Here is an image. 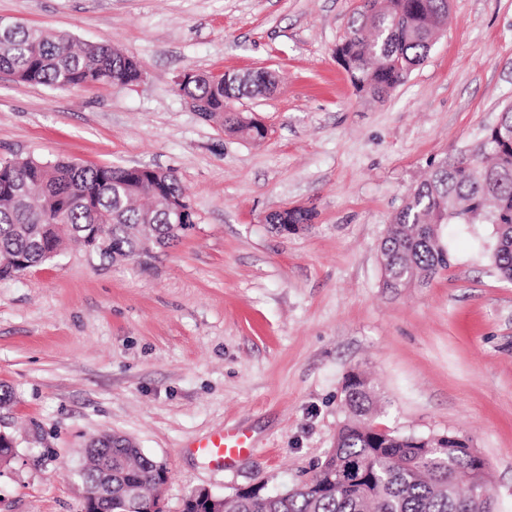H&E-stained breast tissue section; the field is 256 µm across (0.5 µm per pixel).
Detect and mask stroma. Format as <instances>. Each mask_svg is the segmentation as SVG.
Instances as JSON below:
<instances>
[{
	"label": "stroma",
	"instance_id": "stroma-1",
	"mask_svg": "<svg viewBox=\"0 0 512 512\" xmlns=\"http://www.w3.org/2000/svg\"><path fill=\"white\" fill-rule=\"evenodd\" d=\"M354 0H0V19L109 44L136 86L62 91L0 76V158L174 169L194 224L150 259L100 264L71 245L0 279V512H83L89 443L117 433L164 461L165 512L311 475L345 417L353 370L380 390L379 427L455 433L489 463L512 512V283L485 226L448 227L452 265L424 288L382 286L380 244L430 163L512 104V0H449L426 61L384 100L357 97L336 59ZM267 71L236 108L252 141L194 112L185 70ZM316 218L285 235L266 216ZM235 425L255 449L229 466L195 446Z\"/></svg>",
	"mask_w": 512,
	"mask_h": 512
}]
</instances>
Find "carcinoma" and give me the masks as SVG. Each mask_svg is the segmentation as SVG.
Instances as JSON below:
<instances>
[{
  "instance_id": "obj_1",
  "label": "carcinoma",
  "mask_w": 512,
  "mask_h": 512,
  "mask_svg": "<svg viewBox=\"0 0 512 512\" xmlns=\"http://www.w3.org/2000/svg\"><path fill=\"white\" fill-rule=\"evenodd\" d=\"M448 19V0H361L336 48L355 95L384 99L428 57ZM143 66L108 44L79 45L65 33L11 23L0 28V73L24 84L72 90L93 84L134 86ZM274 85L266 72L230 82L224 75L189 74L175 91L225 130L261 140V127L235 109L243 96ZM169 200L191 207L172 170L88 166L35 157L0 158V278L53 261L67 240L81 243L105 262L138 259L144 240L154 248L183 236L169 223ZM315 212L276 211L267 223L279 233L310 224ZM492 228L489 259L499 277L512 282V105L502 127L489 128L472 147L431 166L392 217L380 245L383 287L397 293L424 285L450 267L442 227ZM346 416L333 451L300 483L278 492L246 493L224 500V512H492L493 486L472 494L459 476L475 468L460 451L462 436H420L378 429L371 416L376 389L369 377H346ZM112 460V498L84 512H145L126 498L125 486H140L144 499L157 496L161 474L153 458L126 436L114 434L87 451L89 473Z\"/></svg>"
}]
</instances>
